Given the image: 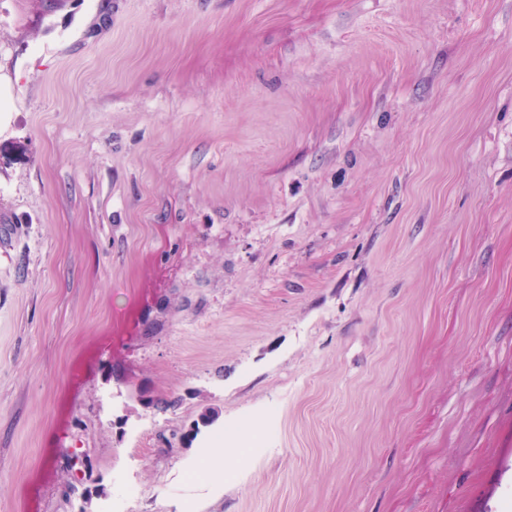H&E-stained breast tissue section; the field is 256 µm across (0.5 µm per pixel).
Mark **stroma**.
Listing matches in <instances>:
<instances>
[{
  "label": "stroma",
  "mask_w": 512,
  "mask_h": 512,
  "mask_svg": "<svg viewBox=\"0 0 512 512\" xmlns=\"http://www.w3.org/2000/svg\"><path fill=\"white\" fill-rule=\"evenodd\" d=\"M67 484L512 512V0H0V512Z\"/></svg>",
  "instance_id": "stroma-1"
}]
</instances>
